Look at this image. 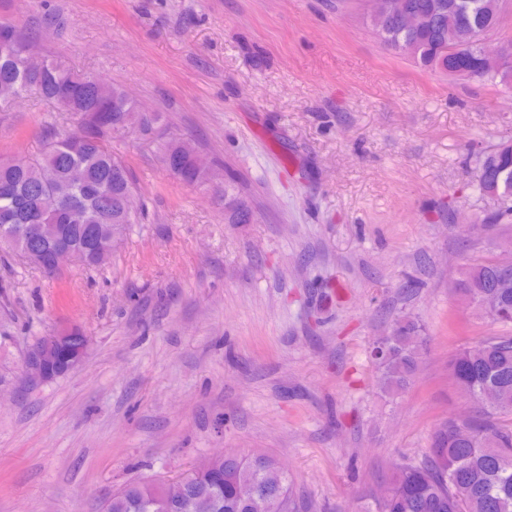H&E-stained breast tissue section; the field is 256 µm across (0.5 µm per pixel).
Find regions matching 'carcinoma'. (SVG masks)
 <instances>
[{
    "label": "carcinoma",
    "mask_w": 512,
    "mask_h": 512,
    "mask_svg": "<svg viewBox=\"0 0 512 512\" xmlns=\"http://www.w3.org/2000/svg\"><path fill=\"white\" fill-rule=\"evenodd\" d=\"M410 9L432 15L430 25L407 30L396 19L371 15L380 39L425 68L453 78L478 69L481 78L512 87V54L492 64L481 60L480 34L497 26L501 0H406ZM27 40L12 21H0V102L33 93L74 118V125L50 139L43 150L21 162L0 160V214L18 224L41 225L40 242L65 237L86 252L87 266L104 264L145 210L126 212L124 199L138 192L127 164L112 152L113 126L137 111L120 86L76 69L61 60L32 63ZM157 115L133 131L145 141H159L169 175L186 185H206L215 172L193 165L195 143L174 133L158 140ZM478 189L512 211V140L500 143L484 157ZM224 220L248 224L251 210L237 197L234 181L224 179ZM0 252L17 254L35 268L37 245L0 221ZM499 271L494 261L465 269L455 288L466 302L481 308L497 295ZM421 326L412 319L396 322L378 359L379 386L398 393L417 376L423 359ZM448 377L467 400L477 405L471 416L441 421L430 435L427 459L397 467L365 512H512V335L488 336L460 349L449 361ZM191 491L178 497L172 512H300L288 475L271 457L243 461L224 458V490L211 487L207 477L190 473ZM264 486L261 504L248 495L233 498L232 486ZM161 488L138 480L112 493L104 512H157Z\"/></svg>",
    "instance_id": "obj_1"
}]
</instances>
